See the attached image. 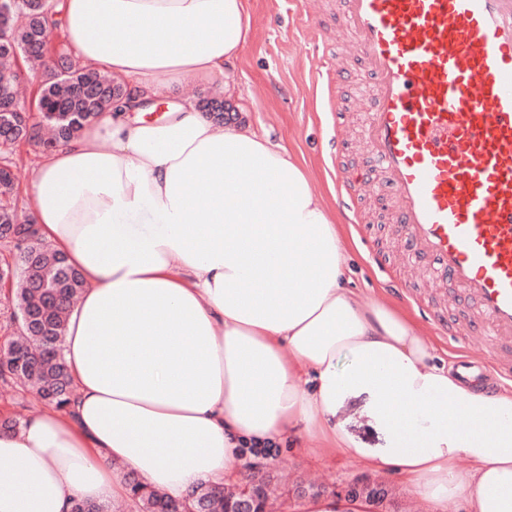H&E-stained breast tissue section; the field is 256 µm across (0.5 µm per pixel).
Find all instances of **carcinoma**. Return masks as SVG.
<instances>
[{
    "label": "carcinoma",
    "mask_w": 512,
    "mask_h": 512,
    "mask_svg": "<svg viewBox=\"0 0 512 512\" xmlns=\"http://www.w3.org/2000/svg\"><path fill=\"white\" fill-rule=\"evenodd\" d=\"M0 10V30L9 40L0 42V138L11 145L26 140L44 149L67 145L95 115L128 99L124 85L63 57L57 63L45 58L44 37L50 28H60L57 0H5ZM40 73L35 103L42 121L52 129L43 140L38 124L17 109L16 88L34 73ZM12 235L17 247L13 266L12 303L27 320L14 321L25 339L0 354V379H24L48 405L64 411L71 403L73 384L63 363L68 312L80 298L85 282L40 237L32 233V222L20 221L11 209L0 206V236ZM136 512H158L167 503L160 491L148 488L128 473ZM220 500L211 486L194 493L196 512H218Z\"/></svg>",
    "instance_id": "cac0c4a2"
}]
</instances>
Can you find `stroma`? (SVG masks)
<instances>
[{"label":"stroma","mask_w":512,"mask_h":512,"mask_svg":"<svg viewBox=\"0 0 512 512\" xmlns=\"http://www.w3.org/2000/svg\"><path fill=\"white\" fill-rule=\"evenodd\" d=\"M250 33L246 47L230 68L227 86L221 87L197 80L176 83L171 93L177 98L198 100L202 96H220L238 106L236 124L252 126L267 133L273 144L283 146L296 159L304 162L315 176L314 186L328 200L338 223L343 224L349 242L352 286L364 298L388 300L409 313L426 329L434 346L437 365L451 367L459 356L483 358L490 354L492 339L480 333L473 336H451L441 330L430 309L431 287L428 273L431 261L406 249L396 238L372 231L382 212V204L373 191H365L358 207L359 223L348 222L338 206L334 170L328 155V140L334 130V117L326 112L319 89L313 82L325 65L327 54L313 44L312 20L300 11L298 0H248ZM340 98L347 101L349 115L343 120L342 134L352 150L346 160L353 167L368 170L366 155L360 151L362 120L371 102V87L361 77L341 87ZM42 149L33 142L0 147V165L10 167L15 187L7 202L20 219L31 216L28 192L37 173ZM384 253V266L373 263V250ZM416 287L419 302L406 299L403 285ZM365 398L346 402L337 421L365 447H384L385 436L364 415ZM270 463L255 462L238 455L232 468L249 474L271 472L278 485L279 498L275 512H302L303 502L293 496L296 484L306 483L323 491H335L367 477V470L356 462L336 457L319 459L299 448L289 439L274 448ZM387 498L376 512H432L428 502L409 492L395 474L380 476Z\"/></svg>","instance_id":"35a3bbf8"}]
</instances>
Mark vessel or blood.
Wrapping results in <instances>:
<instances>
[{
	"mask_svg": "<svg viewBox=\"0 0 512 512\" xmlns=\"http://www.w3.org/2000/svg\"><path fill=\"white\" fill-rule=\"evenodd\" d=\"M314 30L324 44L352 35L373 89L362 143L402 243L435 263L433 316L449 335L493 338L489 359L459 357L454 375L499 393L512 382V0H325ZM354 74L340 55L318 77L331 111L342 107L331 88ZM335 171L340 205L356 210L361 186ZM451 284L473 314L449 317Z\"/></svg>",
	"mask_w": 512,
	"mask_h": 512,
	"instance_id": "1",
	"label": "vessel or blood"
}]
</instances>
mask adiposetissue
<instances>
[{"label":"adipose tissue","instance_id":"adipose-tissue-1","mask_svg":"<svg viewBox=\"0 0 512 512\" xmlns=\"http://www.w3.org/2000/svg\"><path fill=\"white\" fill-rule=\"evenodd\" d=\"M61 9L75 55L135 105L180 80L225 84L250 31L246 0ZM30 197L85 288L63 350L74 402L0 431V512L128 498L116 462L186 500L245 479L228 467L241 450L296 435L312 455L397 473L434 512L452 498L512 512V395L464 387L419 326L351 288L339 228L285 148L188 99L157 120L108 109L43 156ZM361 395L382 448L336 420Z\"/></svg>","mask_w":512,"mask_h":512}]
</instances>
